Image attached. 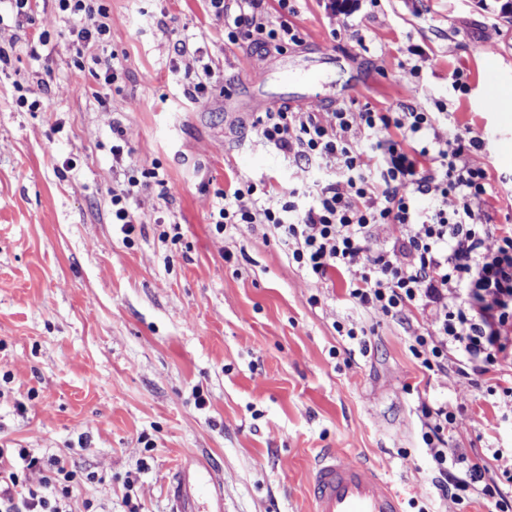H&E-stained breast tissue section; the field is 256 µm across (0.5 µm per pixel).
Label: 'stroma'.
I'll list each match as a JSON object with an SVG mask.
<instances>
[{"label": "stroma", "instance_id": "stroma-1", "mask_svg": "<svg viewBox=\"0 0 512 512\" xmlns=\"http://www.w3.org/2000/svg\"><path fill=\"white\" fill-rule=\"evenodd\" d=\"M328 2L297 0L304 41L279 54L225 46L207 0H105L100 55L123 72L116 96L75 66L56 0H32L27 16L0 0L10 54L0 71V446L83 474L74 512H172L171 480L187 463L220 475L224 512H312L310 467L326 449L379 467L405 512H492L473 495H438L423 401L465 404L449 451L512 496V417L454 371L420 367L409 350L420 323L313 283L268 225L219 233L211 223L230 180L281 195L318 178L253 129L270 98L314 92L303 111L354 99L429 110L447 97L441 132L487 140L471 162L491 172L495 223L512 215V111L480 105L484 68L505 70L512 89V0L489 11L479 0ZM206 66L229 79L198 102L185 89ZM456 69L470 84L461 99L448 93ZM288 71L321 83H285ZM21 95L50 105L30 111ZM116 122L137 168L167 183L138 194L128 235L112 222L111 190L124 180L112 166ZM340 323L365 328L368 349Z\"/></svg>", "mask_w": 512, "mask_h": 512}]
</instances>
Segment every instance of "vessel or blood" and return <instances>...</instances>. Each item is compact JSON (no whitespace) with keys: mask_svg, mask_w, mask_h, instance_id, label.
Wrapping results in <instances>:
<instances>
[{"mask_svg":"<svg viewBox=\"0 0 512 512\" xmlns=\"http://www.w3.org/2000/svg\"><path fill=\"white\" fill-rule=\"evenodd\" d=\"M504 88L501 69H486L482 105L493 110ZM313 512H404L403 498L380 472L363 464L341 463L335 453L317 456L309 482ZM173 512H195L194 496L184 471H177L170 488Z\"/></svg>","mask_w":512,"mask_h":512,"instance_id":"obj_1","label":"vessel or blood"}]
</instances>
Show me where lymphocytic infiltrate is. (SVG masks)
<instances>
[{
	"label": "lymphocytic infiltrate",
	"instance_id": "f902f5d3",
	"mask_svg": "<svg viewBox=\"0 0 512 512\" xmlns=\"http://www.w3.org/2000/svg\"><path fill=\"white\" fill-rule=\"evenodd\" d=\"M73 22L69 33L76 65L98 66L105 83L117 84L114 62L86 58L88 45L110 39L102 0H57ZM224 21L228 45L250 40L284 51L302 42L289 20L293 0H277L270 18L267 0H208ZM434 111L396 101L379 109L351 101L320 114L280 108L255 118L257 134L294 161L316 166L310 204L299 191L261 209L247 207L256 184L221 190L212 219L217 231L267 224L287 245L299 268L315 280L338 275L355 306L402 319L419 313L427 325L409 350L423 369L455 367L462 383L480 386L512 356V224H496L485 209L488 168L472 165L485 149L480 136L448 138L438 130L445 100ZM453 207H445L447 199ZM389 235L379 239L377 230ZM422 440L435 464L441 496L469 492L492 501L497 512H512L498 484L485 481L484 467L449 454L448 432L456 421L447 407L422 404ZM38 475V487L28 484ZM79 477L63 459L42 463L21 448L17 460L0 464V512H64Z\"/></svg>",
	"mask_w": 512,
	"mask_h": 512
}]
</instances>
